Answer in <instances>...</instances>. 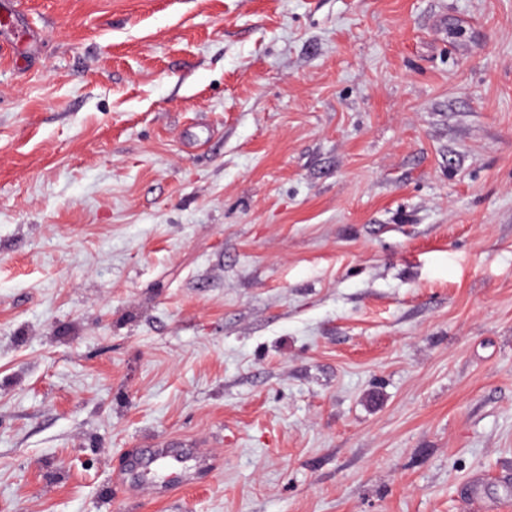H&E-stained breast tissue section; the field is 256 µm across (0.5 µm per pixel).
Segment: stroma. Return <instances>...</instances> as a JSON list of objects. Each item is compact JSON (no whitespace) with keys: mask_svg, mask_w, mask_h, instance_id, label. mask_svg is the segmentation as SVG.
<instances>
[{"mask_svg":"<svg viewBox=\"0 0 512 512\" xmlns=\"http://www.w3.org/2000/svg\"><path fill=\"white\" fill-rule=\"evenodd\" d=\"M175 440L217 469L110 483ZM512 512V0H0V512Z\"/></svg>","mask_w":512,"mask_h":512,"instance_id":"35a3bbf8","label":"stroma"}]
</instances>
